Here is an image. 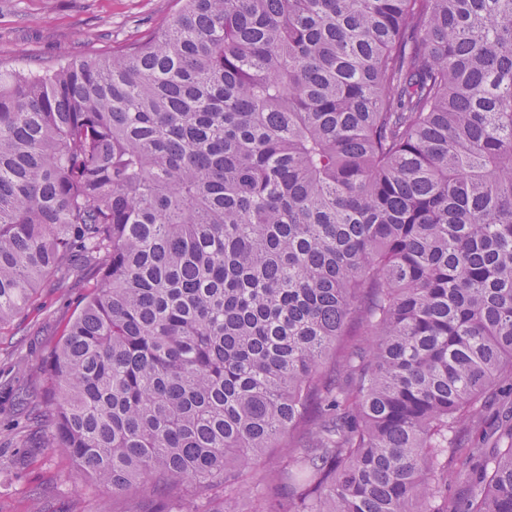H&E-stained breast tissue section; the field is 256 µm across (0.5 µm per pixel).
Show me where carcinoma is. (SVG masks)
<instances>
[{"instance_id":"carcinoma-1","label":"carcinoma","mask_w":512,"mask_h":512,"mask_svg":"<svg viewBox=\"0 0 512 512\" xmlns=\"http://www.w3.org/2000/svg\"><path fill=\"white\" fill-rule=\"evenodd\" d=\"M0 69V325L92 291L47 448L123 512H512V0H179ZM510 383L509 371L505 372L502 377L500 384L494 386L485 395V409L484 417L479 427H473L470 424H463L458 427L456 431V442L457 444L471 445L478 441L479 438H485L486 441L490 439L496 432L499 426L505 421L510 420L512 411V395L501 394L498 390V386L502 385L506 388Z\"/></svg>"}]
</instances>
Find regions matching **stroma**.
I'll use <instances>...</instances> for the list:
<instances>
[{
    "instance_id": "obj_1",
    "label": "stroma",
    "mask_w": 512,
    "mask_h": 512,
    "mask_svg": "<svg viewBox=\"0 0 512 512\" xmlns=\"http://www.w3.org/2000/svg\"><path fill=\"white\" fill-rule=\"evenodd\" d=\"M175 0H0V67L36 70L51 62L104 54L113 40L171 17ZM86 280L45 282L24 309L0 326V512H122V498L82 477L74 461L44 448L52 403L33 374L63 339L88 295ZM512 419V395L491 389L480 426L463 424L457 443L492 437Z\"/></svg>"
}]
</instances>
